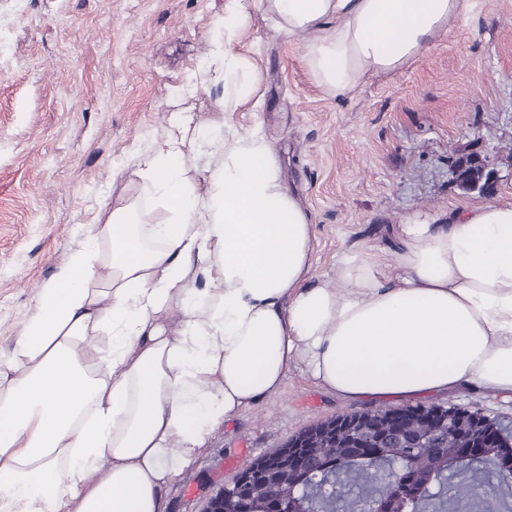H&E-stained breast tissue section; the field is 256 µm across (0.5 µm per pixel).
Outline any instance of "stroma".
Returning a JSON list of instances; mask_svg holds the SVG:
<instances>
[{
    "mask_svg": "<svg viewBox=\"0 0 512 512\" xmlns=\"http://www.w3.org/2000/svg\"><path fill=\"white\" fill-rule=\"evenodd\" d=\"M226 0H0V353L37 295L117 194L139 188L136 157L193 114L202 133L260 127L314 229L312 274L358 245L391 254L393 225L482 205L452 181L448 156L474 150L512 202V0H474L467 26L437 31L401 69L331 96L301 61L300 37L255 8L238 44L259 75L256 106L224 112L206 82ZM441 404L512 422V400L461 390ZM301 364L284 390L244 410L164 492L167 512H202L253 460L349 411Z\"/></svg>",
    "mask_w": 512,
    "mask_h": 512,
    "instance_id": "1",
    "label": "stroma"
}]
</instances>
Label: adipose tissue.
Masks as SVG:
<instances>
[{
	"label": "adipose tissue",
	"mask_w": 512,
	"mask_h": 512,
	"mask_svg": "<svg viewBox=\"0 0 512 512\" xmlns=\"http://www.w3.org/2000/svg\"><path fill=\"white\" fill-rule=\"evenodd\" d=\"M253 4L334 96L470 18V0ZM246 20L227 0L208 69L228 112L254 92ZM133 175L140 195L117 194L0 354V512H166L164 488L296 362L351 404L512 399V202L395 225L392 256L343 251L318 285L309 214L260 128L215 142L180 114Z\"/></svg>",
	"instance_id": "1"
}]
</instances>
